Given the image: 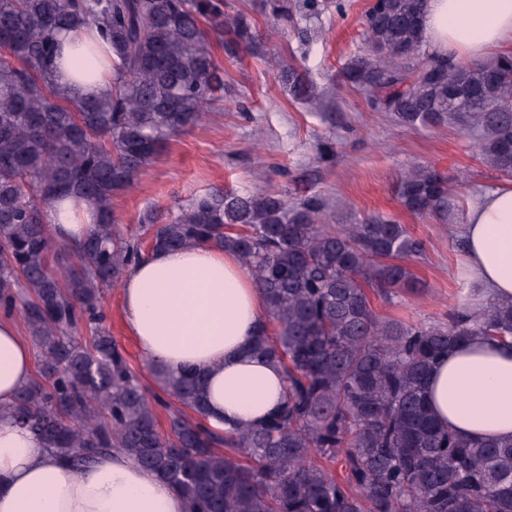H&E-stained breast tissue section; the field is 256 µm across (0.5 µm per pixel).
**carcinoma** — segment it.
<instances>
[{
    "mask_svg": "<svg viewBox=\"0 0 512 512\" xmlns=\"http://www.w3.org/2000/svg\"><path fill=\"white\" fill-rule=\"evenodd\" d=\"M426 0H376L363 16L365 50L340 81L407 126L472 131L480 157L512 177V55L460 65L426 52ZM226 0H0V309H20L40 350L39 378L13 415L62 459L92 463L124 448L167 480L190 512H512V440L471 441L439 425L426 401L432 370L472 336L512 337V300L462 305L446 322L379 317L370 292L412 288L405 261L422 243L371 215L338 229L316 195L293 202L265 190H214L169 222L143 218L149 250L213 244L235 252L266 300L252 351L276 363L283 406L237 430L205 422L201 377L147 369L168 406L154 407L102 326L104 289L145 256L121 233L112 202L176 133L224 100L209 47L224 34L233 59L259 44L251 19ZM86 25L112 47V88L93 99L58 82L60 37ZM291 96L315 88L298 69ZM74 194L99 213L48 268L43 212ZM412 213L451 210L448 177L406 173ZM92 331L89 341L74 336Z\"/></svg>",
    "mask_w": 512,
    "mask_h": 512,
    "instance_id": "carcinoma-1",
    "label": "carcinoma"
}]
</instances>
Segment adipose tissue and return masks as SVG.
<instances>
[{"mask_svg": "<svg viewBox=\"0 0 512 512\" xmlns=\"http://www.w3.org/2000/svg\"><path fill=\"white\" fill-rule=\"evenodd\" d=\"M427 41L457 63L512 46V0H427ZM55 236L94 228L95 209L64 199L46 211ZM469 273L483 295L512 299V185L486 192L460 226ZM258 284L238 256L207 244L156 250L121 278V312L146 362L201 375L214 429L253 425L284 400L281 368L250 347L264 316ZM35 349L0 317V512H186L162 477L120 448L86 466L44 450L11 407L31 381ZM427 398L440 423L469 439H512V346L474 336L431 373Z\"/></svg>", "mask_w": 512, "mask_h": 512, "instance_id": "ef3b65f1", "label": "adipose tissue"}]
</instances>
